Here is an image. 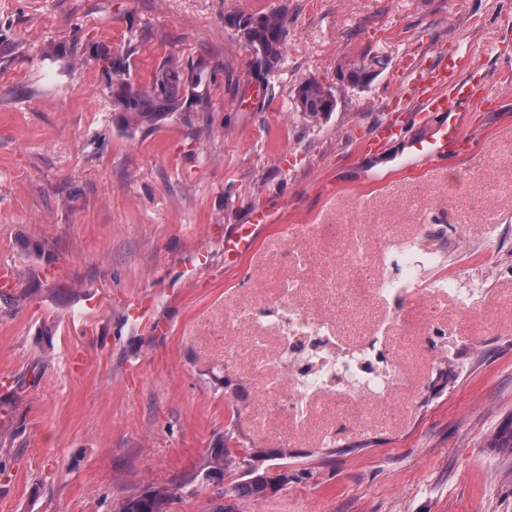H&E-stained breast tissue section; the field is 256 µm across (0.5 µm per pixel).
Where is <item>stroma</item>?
Returning <instances> with one entry per match:
<instances>
[{
	"label": "stroma",
	"mask_w": 512,
	"mask_h": 512,
	"mask_svg": "<svg viewBox=\"0 0 512 512\" xmlns=\"http://www.w3.org/2000/svg\"><path fill=\"white\" fill-rule=\"evenodd\" d=\"M281 9L287 59L255 98L222 70L241 76L250 61L228 19ZM89 41L135 42L142 82L164 56L209 57L207 112L119 130L96 62L42 57ZM448 53L462 78L500 94L461 110L473 145L429 166L394 142L372 181L360 137L393 114L411 69ZM366 56L381 60L370 80L338 89L339 66ZM312 77L337 90L317 121L291 97ZM258 205L271 223L251 224ZM457 224L467 244H452ZM246 225L257 250L228 266L224 239ZM359 226L375 227L374 255L388 237L440 251L425 282L480 281L486 318H462L437 291L335 316L312 290L354 278L340 244ZM3 263L18 286L0 301V512H113L126 491L193 470L231 422L246 445L319 473L241 512H512V451L486 445L512 419V0H0ZM294 277L309 289L291 303L319 306L342 352L370 351L380 371L403 324L408 388L334 379L296 429L253 372L278 357L268 327ZM143 295L150 317L132 320L126 306ZM244 306L248 331L232 320Z\"/></svg>",
	"instance_id": "obj_1"
}]
</instances>
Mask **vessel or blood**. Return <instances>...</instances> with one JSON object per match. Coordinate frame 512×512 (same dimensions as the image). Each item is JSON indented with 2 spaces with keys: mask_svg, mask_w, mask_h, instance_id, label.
<instances>
[{
  "mask_svg": "<svg viewBox=\"0 0 512 512\" xmlns=\"http://www.w3.org/2000/svg\"><path fill=\"white\" fill-rule=\"evenodd\" d=\"M410 86L418 102L417 110L407 109L380 121L371 136L362 141V154H377L391 141L402 139L410 159L436 163L450 146L473 143L472 128L459 121L457 112L460 108L478 104L480 97H491L489 87L470 86L458 75L451 59L429 69L414 71ZM435 112L447 115V122L434 125L431 115ZM253 248L251 227H245L225 240L224 257L228 263L235 264Z\"/></svg>",
  "mask_w": 512,
  "mask_h": 512,
  "instance_id": "b4317fda",
  "label": "vessel or blood"
}]
</instances>
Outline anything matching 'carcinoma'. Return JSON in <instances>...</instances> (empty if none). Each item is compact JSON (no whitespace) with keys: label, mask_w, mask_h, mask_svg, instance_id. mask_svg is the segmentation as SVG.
Masks as SVG:
<instances>
[{"label":"carcinoma","mask_w":512,"mask_h":512,"mask_svg":"<svg viewBox=\"0 0 512 512\" xmlns=\"http://www.w3.org/2000/svg\"><path fill=\"white\" fill-rule=\"evenodd\" d=\"M230 24L245 38L252 56L247 82L260 81L269 85L284 61L288 50V13L286 10L262 13L258 16L240 15ZM137 48L130 44L122 54L114 55L103 45L91 47L90 57L102 64L107 87L112 96L115 123L127 132L150 130L167 119L185 115L188 103L204 106L209 93L212 70L209 61L200 57L184 64L173 55L164 57L154 68L145 84L131 76V58ZM295 108L302 115L317 120L334 111L336 98L331 87L315 78L298 84L293 98ZM488 447L512 451V422L499 427L489 437ZM268 456L262 448H249L239 441L235 424L224 430V445L211 449L204 462L182 476L171 488H147L124 496L113 512H171V506L180 499V491L209 478L220 481L232 478L231 499L224 500V488L215 492L219 503L209 512H238L239 503L266 495L267 491L283 486L298 477L288 471L285 462L288 453L279 451L281 462L270 469L257 465Z\"/></svg>","instance_id":"cac0c4a2"}]
</instances>
